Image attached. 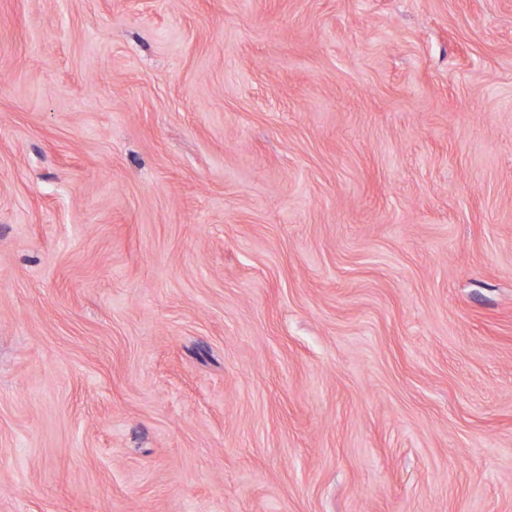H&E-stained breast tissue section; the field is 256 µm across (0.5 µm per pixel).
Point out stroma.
Masks as SVG:
<instances>
[{
  "label": "stroma",
  "instance_id": "stroma-1",
  "mask_svg": "<svg viewBox=\"0 0 512 512\" xmlns=\"http://www.w3.org/2000/svg\"><path fill=\"white\" fill-rule=\"evenodd\" d=\"M0 512H512V0H0Z\"/></svg>",
  "mask_w": 512,
  "mask_h": 512
}]
</instances>
